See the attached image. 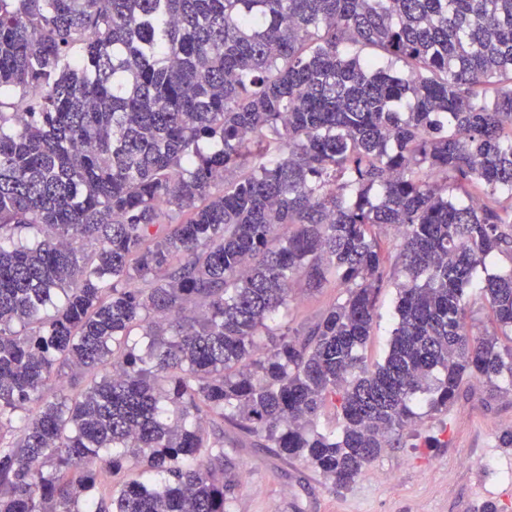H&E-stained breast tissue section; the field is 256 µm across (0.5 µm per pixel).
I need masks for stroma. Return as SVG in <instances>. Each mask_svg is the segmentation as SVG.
I'll list each match as a JSON object with an SVG mask.
<instances>
[{"mask_svg": "<svg viewBox=\"0 0 512 512\" xmlns=\"http://www.w3.org/2000/svg\"><path fill=\"white\" fill-rule=\"evenodd\" d=\"M324 284L308 289L298 280L288 301L285 325L313 323L340 296ZM396 288L387 285L371 335L361 351L368 365L382 362L396 324ZM415 447L391 448L370 462L355 482L332 487L306 463L285 459L268 448L238 447L225 429L224 442L234 485L231 512H485L475 493L479 482L497 492L494 512H512V470L503 462L500 439L512 432V384L475 383L448 408L416 407ZM439 447H425L428 437Z\"/></svg>", "mask_w": 512, "mask_h": 512, "instance_id": "35a3bbf8", "label": "stroma"}]
</instances>
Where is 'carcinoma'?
<instances>
[{"label":"carcinoma","mask_w":512,"mask_h":512,"mask_svg":"<svg viewBox=\"0 0 512 512\" xmlns=\"http://www.w3.org/2000/svg\"><path fill=\"white\" fill-rule=\"evenodd\" d=\"M502 254L512 0H0V512H229L226 423L349 485L512 380ZM298 277L342 295L266 349ZM396 291L393 280L383 289L381 307L377 312L371 336L361 351L362 357L370 366L382 362L386 356L391 330L396 324Z\"/></svg>","instance_id":"cac0c4a2"}]
</instances>
